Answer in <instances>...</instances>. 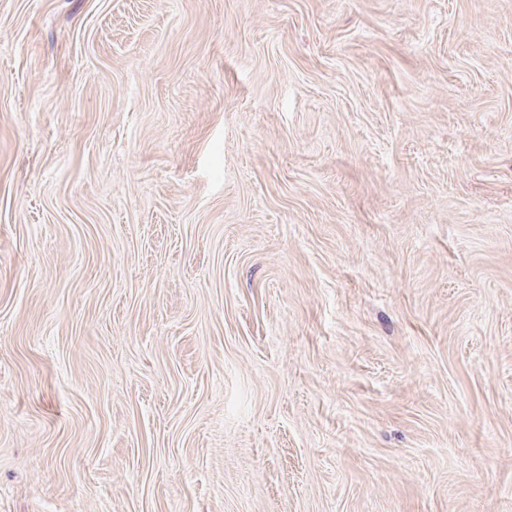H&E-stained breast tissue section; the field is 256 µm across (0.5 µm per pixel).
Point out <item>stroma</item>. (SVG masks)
<instances>
[{"instance_id": "obj_1", "label": "stroma", "mask_w": 512, "mask_h": 512, "mask_svg": "<svg viewBox=\"0 0 512 512\" xmlns=\"http://www.w3.org/2000/svg\"><path fill=\"white\" fill-rule=\"evenodd\" d=\"M0 512H512V0H0Z\"/></svg>"}]
</instances>
